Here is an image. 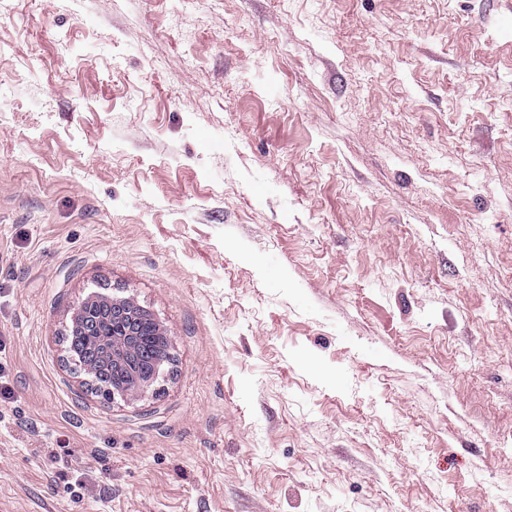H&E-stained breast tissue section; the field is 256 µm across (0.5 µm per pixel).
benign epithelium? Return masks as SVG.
Instances as JSON below:
<instances>
[{
    "mask_svg": "<svg viewBox=\"0 0 512 512\" xmlns=\"http://www.w3.org/2000/svg\"><path fill=\"white\" fill-rule=\"evenodd\" d=\"M72 329L90 338L87 351L96 359L112 361V374L119 383L108 390L111 397L131 400L150 388L162 373L167 360H157L145 337L153 341L169 340L162 325L153 322L143 331H135L140 322L138 306L128 298L96 296L80 304L71 317ZM120 332L107 335L106 327Z\"/></svg>",
    "mask_w": 512,
    "mask_h": 512,
    "instance_id": "7a95c632",
    "label": "benign epithelium"
}]
</instances>
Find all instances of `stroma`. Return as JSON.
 <instances>
[{
  "mask_svg": "<svg viewBox=\"0 0 512 512\" xmlns=\"http://www.w3.org/2000/svg\"><path fill=\"white\" fill-rule=\"evenodd\" d=\"M0 365V512H512V0H0ZM131 300V301H130ZM130 298L96 296L87 299L80 304L71 317L72 335L67 337L77 362L83 365L85 356V336L90 338V346L87 351L96 359L112 360L110 365H102L99 381L102 385L99 391L112 397L131 400L150 388L164 370L165 360H156L151 352L145 336H150L152 341L169 342V337L162 325L155 320L142 332H135L136 324L140 322L139 312L136 304ZM107 326L112 329L118 326L121 333L112 331L108 335L105 331ZM111 336V337H107ZM86 373L95 376V368L84 364ZM112 374L119 378V383L112 385ZM103 391V392H102Z\"/></svg>",
  "mask_w": 512,
  "mask_h": 512,
  "instance_id": "1",
  "label": "stroma"
}]
</instances>
